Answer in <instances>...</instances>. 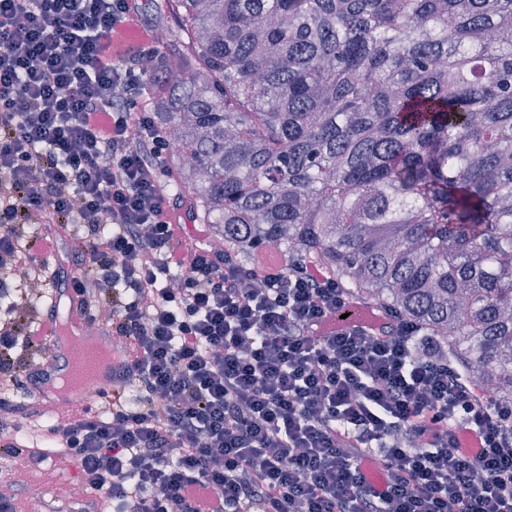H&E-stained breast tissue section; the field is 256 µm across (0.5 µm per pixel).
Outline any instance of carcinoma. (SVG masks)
Masks as SVG:
<instances>
[{
	"label": "carcinoma",
	"mask_w": 512,
	"mask_h": 512,
	"mask_svg": "<svg viewBox=\"0 0 512 512\" xmlns=\"http://www.w3.org/2000/svg\"><path fill=\"white\" fill-rule=\"evenodd\" d=\"M175 191L323 265L512 404V0H174Z\"/></svg>",
	"instance_id": "cac0c4a2"
}]
</instances>
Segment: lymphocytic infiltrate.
I'll return each instance as SVG.
<instances>
[{"label": "lymphocytic infiltrate", "mask_w": 512, "mask_h": 512, "mask_svg": "<svg viewBox=\"0 0 512 512\" xmlns=\"http://www.w3.org/2000/svg\"><path fill=\"white\" fill-rule=\"evenodd\" d=\"M140 2L0 0V387L49 358L26 287L58 240L30 227L71 224L67 286L119 363L106 409L46 436L113 512H512V406L435 338L393 312L328 329L351 292L321 266L174 219Z\"/></svg>", "instance_id": "obj_1"}]
</instances>
